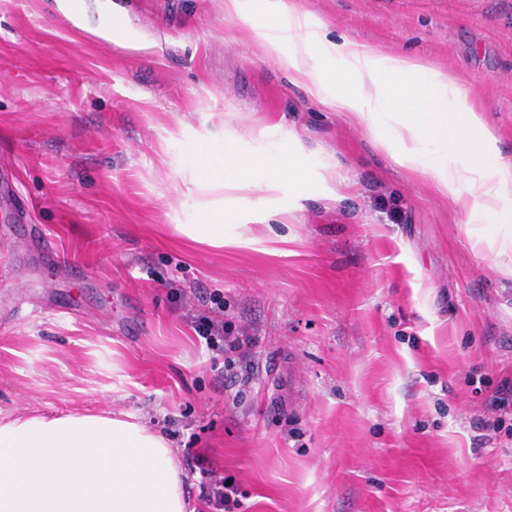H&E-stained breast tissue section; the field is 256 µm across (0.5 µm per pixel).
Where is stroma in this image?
Segmentation results:
<instances>
[{
    "label": "stroma",
    "instance_id": "stroma-1",
    "mask_svg": "<svg viewBox=\"0 0 512 512\" xmlns=\"http://www.w3.org/2000/svg\"><path fill=\"white\" fill-rule=\"evenodd\" d=\"M0 0V417L109 411L200 449L239 512H512V278L424 175L296 78L285 30L224 0ZM328 39L469 86L512 162V0H299ZM113 13V14H114ZM282 40L283 55L269 52ZM301 152L302 193L251 198L210 247L176 232L231 195L191 151ZM259 339L238 402L188 315Z\"/></svg>",
    "mask_w": 512,
    "mask_h": 512
}]
</instances>
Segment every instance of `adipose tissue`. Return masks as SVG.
I'll return each instance as SVG.
<instances>
[{"instance_id": "adipose-tissue-1", "label": "adipose tissue", "mask_w": 512, "mask_h": 512, "mask_svg": "<svg viewBox=\"0 0 512 512\" xmlns=\"http://www.w3.org/2000/svg\"><path fill=\"white\" fill-rule=\"evenodd\" d=\"M233 12L252 9L269 23L300 26L295 0H225ZM289 63L297 76L314 75L312 95L353 115L370 130L389 119L383 146L403 168L429 177L488 225L476 245L500 256L512 277V163L469 88L406 56H384L352 40L298 38ZM234 135L194 148L201 184L229 192L271 194L281 182L302 191L308 169L302 155L246 154ZM244 207L205 208L180 234L211 247L224 244V227L245 224ZM185 475L163 436L109 412L35 414L0 419V512H185Z\"/></svg>"}]
</instances>
